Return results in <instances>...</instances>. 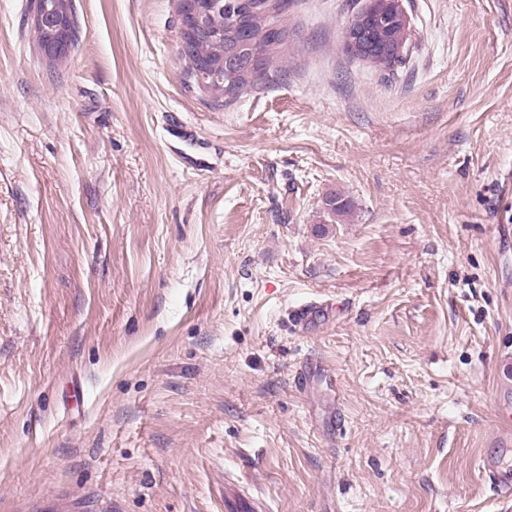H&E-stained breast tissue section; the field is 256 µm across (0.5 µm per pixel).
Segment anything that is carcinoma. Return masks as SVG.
<instances>
[{
	"label": "carcinoma",
	"instance_id": "obj_1",
	"mask_svg": "<svg viewBox=\"0 0 512 512\" xmlns=\"http://www.w3.org/2000/svg\"><path fill=\"white\" fill-rule=\"evenodd\" d=\"M287 6L288 0H219L207 20L213 38L198 41L194 55L182 59L184 73L194 69L198 59L217 66L224 64V47L235 45L241 30L246 29L250 38L239 47L238 68L224 69V96L214 95L212 99L230 102L244 91L265 84L269 80L271 64L288 49ZM369 33L366 44L370 48L354 52L345 44V53L381 72H393L408 54L410 34L407 24L379 12ZM351 210L352 203L347 198L339 194L326 197L325 214L330 220L338 221Z\"/></svg>",
	"mask_w": 512,
	"mask_h": 512
}]
</instances>
